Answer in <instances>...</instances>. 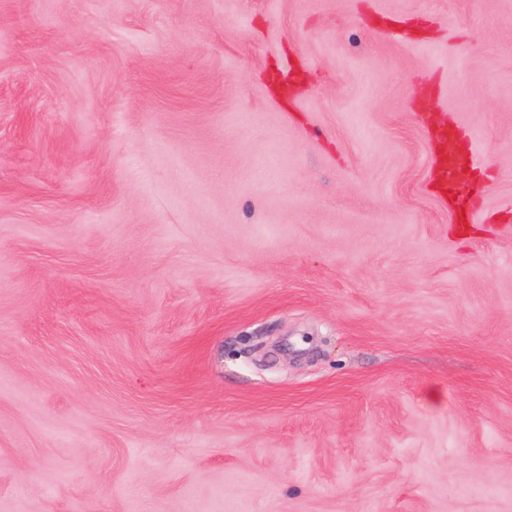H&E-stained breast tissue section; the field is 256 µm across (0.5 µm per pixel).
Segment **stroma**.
Wrapping results in <instances>:
<instances>
[{"mask_svg":"<svg viewBox=\"0 0 512 512\" xmlns=\"http://www.w3.org/2000/svg\"><path fill=\"white\" fill-rule=\"evenodd\" d=\"M0 512H512V0H0Z\"/></svg>","mask_w":512,"mask_h":512,"instance_id":"stroma-1","label":"stroma"}]
</instances>
